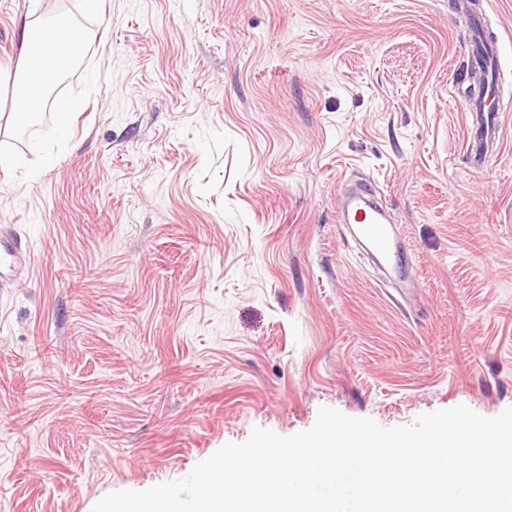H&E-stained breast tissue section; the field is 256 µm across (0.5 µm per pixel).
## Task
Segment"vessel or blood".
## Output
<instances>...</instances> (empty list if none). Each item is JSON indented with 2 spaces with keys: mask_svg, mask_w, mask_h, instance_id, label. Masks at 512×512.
<instances>
[{
  "mask_svg": "<svg viewBox=\"0 0 512 512\" xmlns=\"http://www.w3.org/2000/svg\"><path fill=\"white\" fill-rule=\"evenodd\" d=\"M474 31L471 61L483 62L482 81L475 85L469 109L476 115L467 134V156L473 167H481L484 162V148L488 140L499 132L503 112L497 98L499 91V59L497 42L485 33L479 19H472ZM354 220L362 236L381 255L388 256L394 245L396 233L382 203L356 198L353 212H341L340 222ZM27 260L17 241L0 232V280L8 279Z\"/></svg>",
  "mask_w": 512,
  "mask_h": 512,
  "instance_id": "obj_1",
  "label": "vessel or blood"
}]
</instances>
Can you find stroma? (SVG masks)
Returning <instances> with one entry per match:
<instances>
[{
	"label": "stroma",
	"instance_id": "35a3bbf8",
	"mask_svg": "<svg viewBox=\"0 0 512 512\" xmlns=\"http://www.w3.org/2000/svg\"><path fill=\"white\" fill-rule=\"evenodd\" d=\"M456 0H104L66 151L0 170V512H91L320 406L385 427L512 406V113L466 153ZM0 0V72L31 21ZM512 105V0H478ZM363 180L383 271L336 221ZM353 220L359 225L362 236L384 257L393 249L396 233L382 203L358 197L354 200ZM26 260V253L21 250L17 241L0 232V280L8 279Z\"/></svg>",
	"mask_w": 512,
	"mask_h": 512
}]
</instances>
